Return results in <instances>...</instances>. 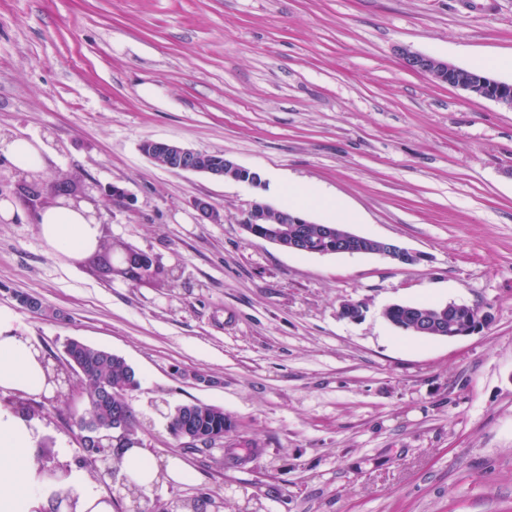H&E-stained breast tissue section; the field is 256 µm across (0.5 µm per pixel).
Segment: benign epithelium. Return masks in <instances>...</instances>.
<instances>
[{
    "instance_id": "7a95c632",
    "label": "benign epithelium",
    "mask_w": 512,
    "mask_h": 512,
    "mask_svg": "<svg viewBox=\"0 0 512 512\" xmlns=\"http://www.w3.org/2000/svg\"><path fill=\"white\" fill-rule=\"evenodd\" d=\"M400 55L406 68L425 75L434 83L446 84L466 94L485 97L512 109V83L501 82L488 75L471 74L464 78L459 75V68L454 64L405 48L400 50ZM142 151L169 172H194L214 178L227 176L253 189L263 186L258 173L237 165L228 157L221 162L213 161L209 159L206 151L188 148L168 140L147 141L142 145ZM194 205L202 220L211 224H220L224 221V215L214 209L209 202L197 199ZM308 223L310 220L304 216L279 211L261 201L253 202L241 219V224L250 237L306 253L311 252V249L306 247L302 234L291 230V225ZM256 224L268 225L263 235L254 232ZM324 233L336 235L342 243V246L336 249V253H358V250L350 248V244L360 240L361 236L339 226L326 227ZM370 243L372 249L369 253L372 255H379L404 265H414L421 260L420 254L408 251L395 241L372 238ZM407 308L410 331L417 336L448 339L468 336L487 327L491 322L488 312L455 302L444 304L434 318L430 316L427 308L417 303L409 304Z\"/></svg>"
}]
</instances>
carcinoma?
I'll list each match as a JSON object with an SVG mask.
<instances>
[{"label":"carcinoma","instance_id":"cac0c4a2","mask_svg":"<svg viewBox=\"0 0 512 512\" xmlns=\"http://www.w3.org/2000/svg\"><path fill=\"white\" fill-rule=\"evenodd\" d=\"M302 228L306 230L312 247L336 252V237L323 236L322 225L304 224ZM121 261L125 265L121 267L120 273L130 281H140L162 273L152 256L131 246L124 248ZM63 349L72 357L68 365L79 373L88 394V413L79 418V424L87 426L99 437L98 443L82 448L83 454L77 464L82 466L95 463L101 457L120 459L125 449L138 444L132 411L119 400L128 386L138 384L135 370L112 352L81 344L75 338L67 339ZM103 391L112 393L111 401L102 402L100 394ZM116 407L122 410L127 422V434L124 437L119 436L113 428V409ZM169 423L177 439L185 432L211 438V441L204 443L207 448L214 445V440L224 438V411L214 405L201 402L180 405L170 412ZM41 472L52 485L60 487L69 476L70 469L43 465Z\"/></svg>","mask_w":512,"mask_h":512}]
</instances>
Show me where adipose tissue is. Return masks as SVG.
<instances>
[{
  "instance_id": "obj_1",
  "label": "adipose tissue",
  "mask_w": 512,
  "mask_h": 512,
  "mask_svg": "<svg viewBox=\"0 0 512 512\" xmlns=\"http://www.w3.org/2000/svg\"><path fill=\"white\" fill-rule=\"evenodd\" d=\"M289 209L319 208L334 212L339 223L352 216L338 208L335 200L307 185H285L280 189ZM37 222L44 240L59 253L80 256L95 250L100 237L92 207H50ZM38 347L18 333L10 310L0 308V391H18L30 396L48 393L50 385ZM40 425L13 410L0 407V512H37L50 507L59 493L48 486L35 463ZM67 487L73 492L74 512H112L107 496L82 470H72Z\"/></svg>"
}]
</instances>
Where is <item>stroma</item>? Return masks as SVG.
I'll list each match as a JSON object with an SVG mask.
<instances>
[{"mask_svg": "<svg viewBox=\"0 0 512 512\" xmlns=\"http://www.w3.org/2000/svg\"><path fill=\"white\" fill-rule=\"evenodd\" d=\"M404 48L463 68L511 54L512 0H0V139L47 148L33 173L0 155L17 211L0 220V307L50 366L71 337L134 368L124 400L160 468L143 512L203 496L220 512H512V110L406 69ZM158 139L264 185L164 170L141 150ZM58 179L114 253L153 255L160 277L55 253L17 186ZM281 181L322 187L353 232L422 261L249 237L242 213L281 207ZM347 301L362 319L340 316ZM449 301L490 325L425 339L382 314ZM193 401L224 411L223 440L200 453L169 429ZM87 408L81 384L43 398L52 463L81 456ZM238 448L259 454L229 465Z\"/></svg>", "mask_w": 512, "mask_h": 512, "instance_id": "obj_1", "label": "stroma"}]
</instances>
